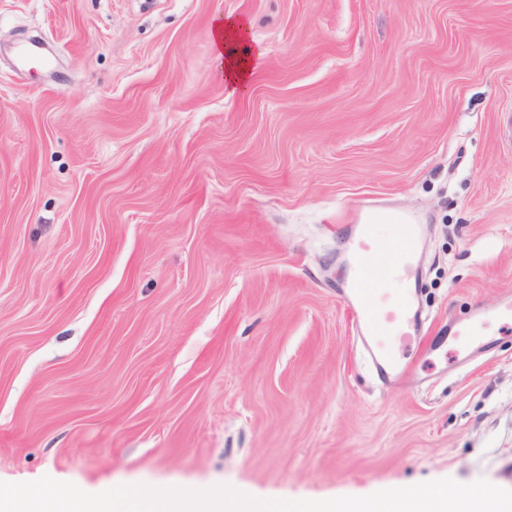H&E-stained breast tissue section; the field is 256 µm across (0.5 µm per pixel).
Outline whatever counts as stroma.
<instances>
[{
    "label": "stroma",
    "instance_id": "obj_1",
    "mask_svg": "<svg viewBox=\"0 0 512 512\" xmlns=\"http://www.w3.org/2000/svg\"><path fill=\"white\" fill-rule=\"evenodd\" d=\"M511 122L512 0H0V481L512 490V321L469 335L512 296ZM368 207L424 219L395 388L341 291ZM214 41L224 56V77L232 87L243 88L253 68L255 50L240 51L247 41V25L241 18L218 20L213 29Z\"/></svg>",
    "mask_w": 512,
    "mask_h": 512
}]
</instances>
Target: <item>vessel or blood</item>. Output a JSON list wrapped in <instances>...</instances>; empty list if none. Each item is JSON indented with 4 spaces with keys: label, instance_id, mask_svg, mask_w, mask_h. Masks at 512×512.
Instances as JSON below:
<instances>
[{
    "label": "vessel or blood",
    "instance_id": "vessel-or-blood-1",
    "mask_svg": "<svg viewBox=\"0 0 512 512\" xmlns=\"http://www.w3.org/2000/svg\"><path fill=\"white\" fill-rule=\"evenodd\" d=\"M372 224L361 225L353 237L352 268L345 295L355 312L368 357L383 384L406 379L411 365L399 358V351L420 344L422 338L411 314L415 289L406 280L413 270L414 224L398 225L387 238L377 237ZM385 252L386 278L390 288L377 285L376 273L367 262L370 251Z\"/></svg>",
    "mask_w": 512,
    "mask_h": 512
}]
</instances>
